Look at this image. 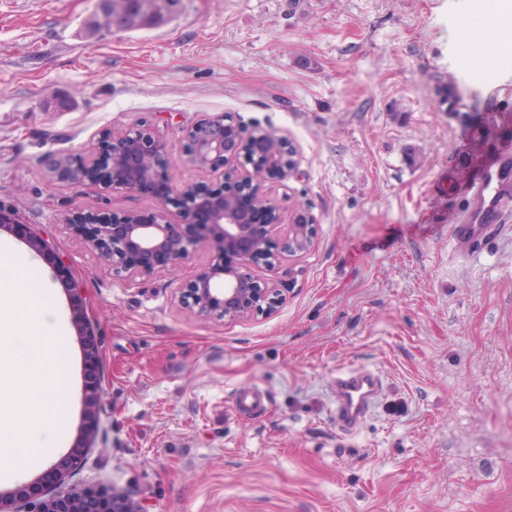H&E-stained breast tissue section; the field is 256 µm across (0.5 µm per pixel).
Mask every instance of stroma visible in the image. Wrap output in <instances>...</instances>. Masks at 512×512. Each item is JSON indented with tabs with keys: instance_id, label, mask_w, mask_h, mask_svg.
<instances>
[{
	"instance_id": "stroma-1",
	"label": "stroma",
	"mask_w": 512,
	"mask_h": 512,
	"mask_svg": "<svg viewBox=\"0 0 512 512\" xmlns=\"http://www.w3.org/2000/svg\"><path fill=\"white\" fill-rule=\"evenodd\" d=\"M493 0H180L154 27L108 30L94 0H0V239L37 260L69 326L73 376L47 399L65 444L0 492L48 476L87 427L92 446L65 486L120 488L145 512H512V223L480 262L448 236L484 155L493 89L512 84V47L474 80L461 26ZM454 88L462 111L442 92ZM230 114L287 137L297 174L268 184L288 232L316 220L277 311L203 317L179 302L206 251L157 274L114 275L62 224L72 205L152 216L147 194L56 180L48 154L102 148L152 123L174 184L212 181L183 153L187 127ZM49 245L37 256L17 227ZM100 355L95 423L82 413L84 349ZM367 369L382 392L361 427H338L337 371ZM243 390L264 394L238 414Z\"/></svg>"
}]
</instances>
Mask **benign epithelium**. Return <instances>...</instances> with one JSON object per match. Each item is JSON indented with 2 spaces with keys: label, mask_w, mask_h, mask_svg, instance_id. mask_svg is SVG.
Listing matches in <instances>:
<instances>
[{
  "label": "benign epithelium",
  "mask_w": 512,
  "mask_h": 512,
  "mask_svg": "<svg viewBox=\"0 0 512 512\" xmlns=\"http://www.w3.org/2000/svg\"><path fill=\"white\" fill-rule=\"evenodd\" d=\"M105 138L109 146L96 153L47 156L49 172L57 180L130 193L160 183L166 192L147 222L135 211L93 213L70 207L63 214L70 229L116 274L150 276L204 248L210 259L184 286L180 301L185 308L229 319L274 313L292 285V272L264 281L255 269L307 253L315 239V220L304 208L295 209L285 236L273 234L281 217L266 196L265 183L285 181L297 172L285 139L231 125L222 114L205 118L185 130L183 152L191 166L219 175L220 181L175 189L165 144L151 123ZM170 206L179 211L182 223L168 220ZM100 395L99 384L91 381L84 398L90 418ZM86 449L84 443L72 448L47 477L48 485L20 486L6 500L0 494V512H143L115 488L106 502L88 497L78 485L58 490V482L78 465Z\"/></svg>",
  "instance_id": "benign-epithelium-1"
}]
</instances>
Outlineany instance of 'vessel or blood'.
Here are the masks:
<instances>
[{
  "instance_id": "b4317fda",
  "label": "vessel or blood",
  "mask_w": 512,
  "mask_h": 512,
  "mask_svg": "<svg viewBox=\"0 0 512 512\" xmlns=\"http://www.w3.org/2000/svg\"><path fill=\"white\" fill-rule=\"evenodd\" d=\"M490 153V161L459 187L465 206L448 227L450 238L481 242L494 225L512 214V143H491ZM380 393L381 382L371 371L339 374L333 385L337 422L344 429L355 428L371 412Z\"/></svg>"
}]
</instances>
